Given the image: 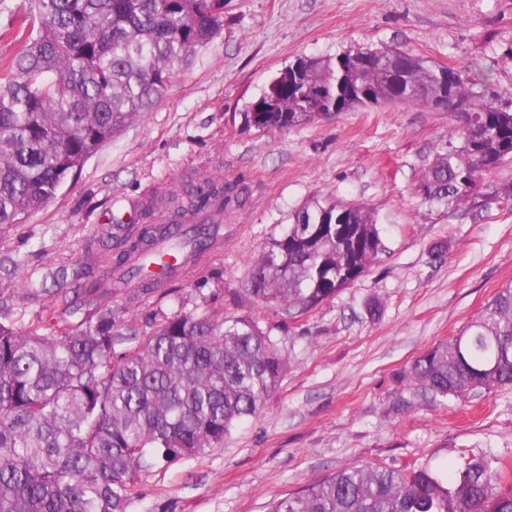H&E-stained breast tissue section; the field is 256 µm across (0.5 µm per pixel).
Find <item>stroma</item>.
Listing matches in <instances>:
<instances>
[{
    "label": "stroma",
    "mask_w": 512,
    "mask_h": 512,
    "mask_svg": "<svg viewBox=\"0 0 512 512\" xmlns=\"http://www.w3.org/2000/svg\"><path fill=\"white\" fill-rule=\"evenodd\" d=\"M400 47L435 65H493L512 96V0H224V22L165 96L92 156L56 196L0 226V296L22 324L50 322L49 299L18 289L50 267L110 252L133 211L188 180L240 181L219 247L189 274L130 299L114 289L120 330L145 335L184 312L250 316L288 354L262 412L223 447L141 472L129 512H267L271 502L357 463L439 476L487 459L512 465V385L468 398H410L403 377L422 352L460 334L512 281V205L495 199L512 163L482 179L484 206L425 202L418 183L456 128L421 105L359 107L286 133L248 129L243 113L298 57ZM369 209L382 240L347 288L300 314L254 305L248 264L305 204Z\"/></svg>",
    "instance_id": "1"
}]
</instances>
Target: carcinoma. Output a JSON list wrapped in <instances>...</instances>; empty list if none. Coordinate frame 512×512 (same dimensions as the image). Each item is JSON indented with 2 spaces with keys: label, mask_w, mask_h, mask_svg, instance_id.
Returning a JSON list of instances; mask_svg holds the SVG:
<instances>
[{
  "label": "carcinoma",
  "mask_w": 512,
  "mask_h": 512,
  "mask_svg": "<svg viewBox=\"0 0 512 512\" xmlns=\"http://www.w3.org/2000/svg\"><path fill=\"white\" fill-rule=\"evenodd\" d=\"M224 0H31L20 48L0 70V225L18 224L151 108L177 68L207 44ZM247 106L244 122L284 132L358 106L415 104L460 119L454 139L421 175L427 202L478 204L479 179L512 160V98L492 70L427 64L400 48H359L299 60ZM247 201L234 181H190L169 199L170 223L146 224L113 255L90 258L79 287L54 292L59 320L21 326L0 297V512H128L139 474L159 459L220 448L258 415L288 366L270 332L249 317L179 314L148 336L115 329L112 276L129 270L134 294L158 284L140 264L167 256L194 266L216 246L224 212ZM368 209L315 202L295 214L248 271V294L308 312L376 260ZM37 283L22 284L36 296ZM93 314L73 325L81 307ZM129 342L119 357L115 346ZM414 395L464 399L512 384V282L465 331L420 355L405 374ZM268 512H512L502 470L480 459L448 481L347 465L271 503Z\"/></svg>",
  "instance_id": "1"
}]
</instances>
